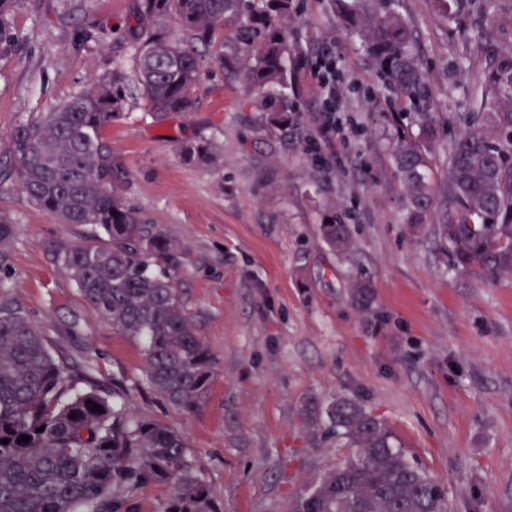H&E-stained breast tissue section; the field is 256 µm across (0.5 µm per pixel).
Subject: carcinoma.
<instances>
[{
  "mask_svg": "<svg viewBox=\"0 0 512 512\" xmlns=\"http://www.w3.org/2000/svg\"><path fill=\"white\" fill-rule=\"evenodd\" d=\"M246 0H139V18L173 14L180 32L130 27L141 95L162 120L187 112L201 75L195 43L224 26ZM266 9L243 19L240 51L252 60L247 82L288 84L292 45L286 31L294 0H265ZM344 28L375 61L384 87L415 103L428 95L409 24L395 0H334ZM457 24L475 0H434ZM19 0H0V42L13 34L7 15ZM479 85L487 108L458 133L438 186L428 180L435 125L420 113V135H403L395 161L406 187V221L414 228L437 210L435 231L457 272L488 277L512 273V47L488 44ZM131 91L119 72L64 104L18 124L10 135V165L22 191L64 224H90L107 244L50 245L53 263L122 335L144 341V370L152 390L169 405L195 412L203 405L215 362L196 336L173 286L185 252L116 193L122 173L103 129L122 117ZM296 117L283 107L267 113L279 130ZM183 155L211 161L204 141H187ZM325 244L338 254L351 246V227L328 212ZM357 304L373 302L370 282L356 284ZM93 401L100 411L93 410ZM76 418H70V415ZM329 416L347 449L336 470L295 496L289 512H446L443 490L392 443L388 429L358 402L338 398ZM43 431H38V428ZM29 442H20V436ZM0 512H113L129 486L162 482L173 487L163 512H215L207 489L186 459V443L172 427L130 417L86 383L72 379L38 327L9 299L0 303Z\"/></svg>",
  "mask_w": 512,
  "mask_h": 512,
  "instance_id": "cac0c4a2",
  "label": "carcinoma"
}]
</instances>
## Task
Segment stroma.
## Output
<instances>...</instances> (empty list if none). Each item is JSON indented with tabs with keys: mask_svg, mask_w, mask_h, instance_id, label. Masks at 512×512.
<instances>
[{
	"mask_svg": "<svg viewBox=\"0 0 512 512\" xmlns=\"http://www.w3.org/2000/svg\"><path fill=\"white\" fill-rule=\"evenodd\" d=\"M286 95L249 89L238 52L240 20L213 35L234 57L206 63L185 114L158 121L142 96L103 131L122 170L118 192L185 249L174 286L210 349L216 375L195 412L148 386L141 341L113 329L56 267L50 243H89L87 224H61L16 178H0V214L13 234L0 247V296L19 304L72 374L116 392L131 415L178 431L217 512H288L291 498L341 463L329 435L336 398L360 402L407 459L443 489L448 512H512V274L454 271L432 225L404 222L393 148L410 124L407 103L379 90L373 59L336 20L331 0H296ZM138 0H21L0 43V156L19 122L49 111L93 80L139 76L124 28ZM413 29L438 126L427 176L448 165L449 130L481 109L474 87L484 56L432 0H398ZM107 39L84 38L98 20ZM332 51L342 73L338 132L322 134L323 102L308 74ZM289 105L298 121L269 131L267 112ZM207 141L210 164L184 159ZM353 229L347 256L320 233L324 211ZM373 287L370 309L353 299ZM172 488L123 492L118 512H163Z\"/></svg>",
	"mask_w": 512,
	"mask_h": 512,
	"instance_id": "stroma-1",
	"label": "stroma"
}]
</instances>
